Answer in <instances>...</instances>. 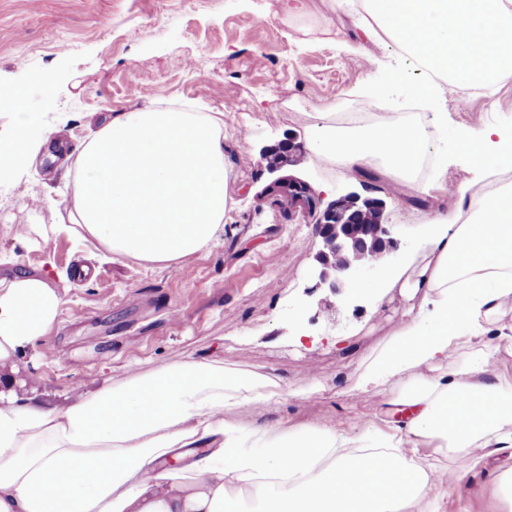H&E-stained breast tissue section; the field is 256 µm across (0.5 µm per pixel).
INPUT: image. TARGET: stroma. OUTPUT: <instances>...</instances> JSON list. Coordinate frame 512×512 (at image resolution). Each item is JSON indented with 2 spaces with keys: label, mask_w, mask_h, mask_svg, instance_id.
I'll return each mask as SVG.
<instances>
[{
  "label": "stroma",
  "mask_w": 512,
  "mask_h": 512,
  "mask_svg": "<svg viewBox=\"0 0 512 512\" xmlns=\"http://www.w3.org/2000/svg\"><path fill=\"white\" fill-rule=\"evenodd\" d=\"M299 17L284 0H0V137L13 129L14 95L43 119L44 144L17 182L0 185V280L47 275L63 303L51 328L1 372L13 397L51 407L75 405L108 383L162 364L223 359L270 375L283 388L308 378L320 391L286 396L271 415L289 424L341 422L358 414L396 422L378 390L356 388L358 369L389 337L409 303L392 291L381 304L364 295L366 279L344 295L317 287L322 242L308 223L283 222L256 194L269 179L263 148L304 141L317 113L361 103L364 86L381 85L392 112L418 107V77L390 41L353 49L348 30H304L331 16L330 0H306ZM445 92L448 134L437 146L449 187L474 181L458 152V132L512 123V80L497 95L458 106ZM244 111L226 108V100ZM151 105L224 115L227 211L224 234L183 269L134 259L112 261L102 246L60 235L26 241L33 224H51L48 203H62L69 172L93 131L114 112ZM295 174L325 201L356 193L385 204L392 266L421 241L420 214L374 181L304 155ZM462 474L443 512H512L497 476L512 466V447L491 449L480 467L465 455L446 459Z\"/></svg>",
  "instance_id": "obj_1"
}]
</instances>
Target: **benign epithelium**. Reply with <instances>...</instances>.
Here are the masks:
<instances>
[{"label":"benign epithelium","instance_id":"benign-epithelium-1","mask_svg":"<svg viewBox=\"0 0 512 512\" xmlns=\"http://www.w3.org/2000/svg\"><path fill=\"white\" fill-rule=\"evenodd\" d=\"M303 157L304 147L291 139L264 150L261 159L273 179L257 199L277 209L289 222L301 217L313 225L322 242L317 256L319 284L338 296L352 277L378 270L392 252L383 204L352 194L324 203L308 181L281 174Z\"/></svg>","mask_w":512,"mask_h":512}]
</instances>
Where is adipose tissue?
Masks as SVG:
<instances>
[{
    "mask_svg": "<svg viewBox=\"0 0 512 512\" xmlns=\"http://www.w3.org/2000/svg\"><path fill=\"white\" fill-rule=\"evenodd\" d=\"M341 27L361 41L390 40L421 72L422 103L447 90L493 97L512 79V0H332ZM377 122L340 128L318 115L307 135L321 162L350 172L392 174L397 200H423L427 231L416 255L367 291L395 288L411 306L358 372L360 390L399 382L390 406L410 408L404 430L389 434L366 415L362 436L331 423L290 429L264 413L281 398L266 375L220 362L165 364L88 393L78 404H16L0 389V512H442L460 482L418 453L439 442L479 464L488 449L512 446V382L489 379L490 345H477L492 315L512 308V190L492 195L459 188L454 211L430 191L442 176L419 179L427 145L442 139L446 115L424 124L385 111L367 96ZM41 119L20 111L0 140V183L15 180L40 147ZM224 115L176 107L115 114L83 150L59 223L34 225L40 240L61 233L92 239L113 260L163 267L184 261L224 232ZM479 179L512 172V129L491 123L459 139ZM62 299L46 277L0 280V367L55 321ZM453 347L466 348L455 380L437 375ZM260 420L242 424L241 407ZM192 449L189 463L169 461Z\"/></svg>",
    "mask_w": 512,
    "mask_h": 512,
    "instance_id": "1",
    "label": "adipose tissue"
}]
</instances>
